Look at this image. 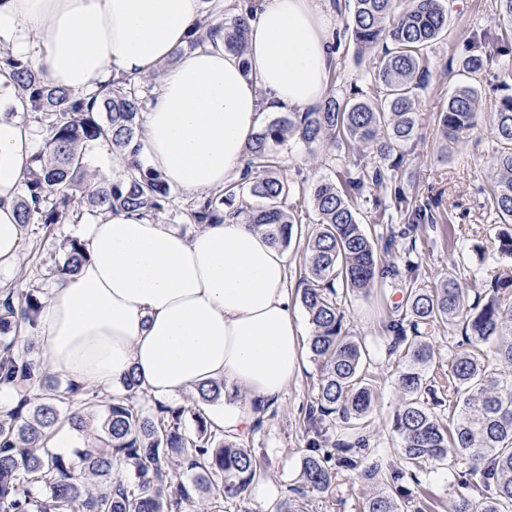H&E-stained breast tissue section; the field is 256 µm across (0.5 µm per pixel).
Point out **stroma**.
<instances>
[{
    "instance_id": "obj_1",
    "label": "stroma",
    "mask_w": 512,
    "mask_h": 512,
    "mask_svg": "<svg viewBox=\"0 0 512 512\" xmlns=\"http://www.w3.org/2000/svg\"><path fill=\"white\" fill-rule=\"evenodd\" d=\"M324 8L332 29L342 38L345 19L340 8L334 0H326ZM494 11V0H450V31L446 39L429 50L433 77L418 93L416 135L405 148L398 177L392 184L367 185L355 201L361 223L379 235L377 247L384 264L393 265L401 257L411 256L418 265L420 281L430 284L454 276L472 302L490 292L499 270L512 267V260L499 251V221L482 192L490 180L495 153L489 117L499 98L512 94V85L501 87L497 77L512 68V54L493 55L481 75V119L461 142L448 145L438 115L446 108L451 89L462 82L457 61L468 38L476 34L492 43L500 38ZM378 58V52L358 49L342 38L329 88L339 95L357 88L371 94ZM359 158L358 152L344 146L323 149L313 158L294 141L279 153L284 174L304 184L322 176L339 180L341 172L355 168ZM398 187L411 206L431 207L432 221L420 223L410 238L399 234L410 222L409 212L392 205ZM76 233V225L58 224L51 232L40 234L31 245L22 246L16 266L0 270V284L14 282L22 270L30 268L33 253L57 254L61 240ZM404 301L405 288L397 278L381 279L366 294L343 288L337 291V302L344 313L343 328L366 352L364 368L374 396L368 424L361 430L365 444L359 447L358 454L364 465L376 467L379 474L368 481L358 472L339 470L331 492L309 495L308 512H360L369 496L388 489L390 473L399 464L392 421L401 394L395 384L399 355L392 349L387 324L396 318ZM319 378L317 365L306 357L299 375L275 403L255 408L245 390L234 399V406L252 414V422L240 438L254 448L264 476L245 496L229 502L227 512H274L277 505L295 498L306 452L302 418L316 396ZM464 468L463 461L455 458L444 465H427L419 475L418 485L412 486L411 497L399 500L400 512H416L423 499L429 503L426 512H453L458 499L469 492L462 476Z\"/></svg>"
}]
</instances>
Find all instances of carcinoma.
Masks as SVG:
<instances>
[{
  "instance_id": "cac0c4a2",
  "label": "carcinoma",
  "mask_w": 512,
  "mask_h": 512,
  "mask_svg": "<svg viewBox=\"0 0 512 512\" xmlns=\"http://www.w3.org/2000/svg\"><path fill=\"white\" fill-rule=\"evenodd\" d=\"M495 21L512 36V0H495ZM346 30L354 44L380 48L376 91L341 97L330 92L304 112H287L262 126L245 146L241 182L222 193L192 202L190 216L203 227L242 216L280 247L298 236L300 223L288 200L307 197L316 215L303 243L299 299L313 327L311 358L320 379L315 400L303 417L307 453L301 464L302 496L324 494L336 481V468L358 470L366 480L378 475L350 454L352 444L331 440L327 421L358 430L368 417L372 394L363 368L364 350L342 330L336 284L360 293L380 279L400 275L381 266L376 240L357 219L354 200L367 185L396 177L403 147L416 135L417 90L431 77L428 49L448 36L447 0H350ZM201 33L224 31V47L240 56L247 46L248 17L235 13L217 20L206 11L195 23ZM508 52L501 45L494 49ZM475 38L458 61L459 72L475 79L492 51ZM0 69L22 98L23 119L42 136L21 182L20 224L32 235L56 224H78L105 213L157 216L165 210L169 186L160 172L135 158L109 179L89 168L86 150L97 143L124 153L140 142L145 97L126 78L112 80L92 95L49 86L43 71L25 56L0 44ZM479 89L455 87L439 123L454 145L476 125ZM497 141L492 159L495 180L487 204L501 224L500 251L512 256V95L500 97L490 116ZM317 150L344 142L363 146L379 164L357 163L341 180L320 178L308 186L278 169L277 155L288 141ZM63 259L36 256L61 282L86 259L77 238L62 240ZM418 266L405 262V309L388 331L401 349L396 384L402 402L393 418L401 466L392 470L386 492L368 498L363 512H399L397 499L410 496L407 481L418 483L421 465L453 453L467 464L466 482L475 496L463 495L455 512H512V309L500 296L512 293V270L504 269L483 303L468 305L464 288L450 277L429 287L418 282ZM45 300L41 288L0 286V385L13 388L16 402L0 410V512H226L225 503L245 495L262 477L255 450L224 439L197 408L166 405L145 393L133 375L124 394L105 405L98 393L46 371L31 356L34 328ZM463 325L471 349L448 361V373L434 375L432 346L422 329ZM495 342L499 367L486 364L480 347ZM199 400L224 397V382L196 388ZM153 402L148 409L146 404ZM68 427L83 435V446L67 458L49 447Z\"/></svg>"
}]
</instances>
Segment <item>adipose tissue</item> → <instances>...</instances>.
<instances>
[{"label":"adipose tissue","mask_w":512,"mask_h":512,"mask_svg":"<svg viewBox=\"0 0 512 512\" xmlns=\"http://www.w3.org/2000/svg\"><path fill=\"white\" fill-rule=\"evenodd\" d=\"M247 50L224 36L189 49L201 0H0V35L51 86L97 89L113 74L154 79L142 141L166 182L202 193L242 169L265 115L323 102L333 57L317 0H252ZM0 74V268L15 266L17 202L33 128ZM87 260L53 288L38 316L47 367L108 394L127 373L157 399L207 381L277 401L297 372L288 254L245 219L191 236L156 218L107 213L80 225Z\"/></svg>","instance_id":"1"}]
</instances>
